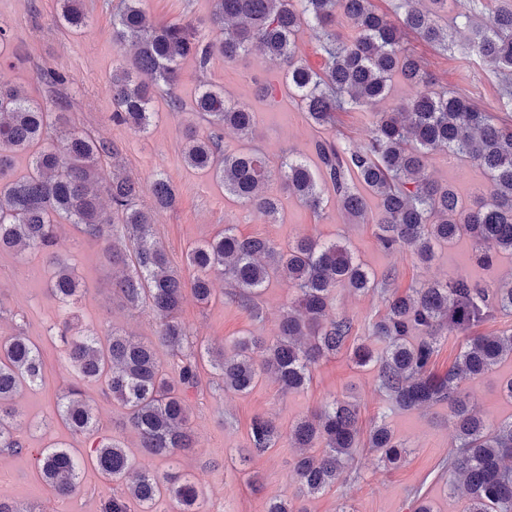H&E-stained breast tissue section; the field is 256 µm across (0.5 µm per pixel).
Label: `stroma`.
Here are the masks:
<instances>
[{
    "instance_id": "1",
    "label": "stroma",
    "mask_w": 512,
    "mask_h": 512,
    "mask_svg": "<svg viewBox=\"0 0 512 512\" xmlns=\"http://www.w3.org/2000/svg\"><path fill=\"white\" fill-rule=\"evenodd\" d=\"M91 24L75 33L58 21V0H0V25L8 27L11 42L8 61L0 63V83L22 86L27 95L52 102L69 103L72 126L96 139L114 143L119 151L117 167L141 184L142 200L150 198V184L163 173L176 190L172 209L158 214L153 231L165 245L183 278L193 271L184 259L197 244L234 225L243 236L263 237L277 246L312 236L346 245L374 274L395 270L399 291L439 280L464 276L484 288L497 287L512 278V255L501 254L489 265L475 261L472 243L461 237L438 248L433 259L419 263L409 249L386 251L376 238L371 221H357L328 202L312 211L302 202L285 197L278 222H267L249 206L224 195L209 176L188 169L182 159L187 130L206 133L208 124L191 108L174 112L164 94H157L156 114L147 132L139 133L112 121V69L122 60L110 39L112 13L120 0H82ZM148 12L158 20L184 19L200 32H207L209 0H146ZM453 44L442 50L432 47L413 33L404 42L421 58L435 78V88L471 98L479 108L499 115L501 91L511 78L483 63L470 49L464 33H453ZM62 73L65 83L52 85L47 73ZM223 87L226 99L247 104L255 114V134L242 142L236 131L225 129L228 148L242 145L260 150L270 167L293 155L314 160V144L322 137H334L357 147L368 141L371 119L368 111L339 113L335 126L311 125L300 104L288 95L282 70L260 51H252L227 63L214 58L206 72L194 64L183 67L179 94L191 101L200 81ZM276 90L260 96L264 82ZM427 171L432 180L452 186L460 196H472L488 185L483 172L472 162L438 151L430 155ZM58 251L73 268L83 288L74 312L79 325L99 334L119 330L156 342L157 325L142 310L124 306L108 291L109 271L101 266L100 243L84 238L71 225L59 230ZM52 267L35 252L19 258L0 253V336L24 331L37 344L45 361L46 381L24 390L17 398L25 413L18 431L27 450L21 454H0V502L10 503L20 512H101L104 499L112 494L111 483L86 468L82 490L68 499L56 497L40 480L33 456L35 450L51 443L74 449L89 458L90 444L74 438L56 414V398L70 375L60 360L61 347L52 327L57 320L58 301L48 290ZM214 297L202 304L186 298L181 319L193 340L202 346L218 347L239 336H273L283 309L295 300L298 291L288 281L272 280L259 302L261 318H254L231 295L232 287L222 276L213 278ZM384 312L381 299L372 293L337 289L330 316L353 317L359 335H367L368 325ZM201 384L190 392L188 404L196 445L192 453L170 460L142 458L141 463L158 475L179 473L202 491L200 512H264L266 502L276 496H293L292 464L297 454L287 432L297 420L309 415L331 399L353 400L360 406V428L369 431L378 417H385L398 439L411 450L399 469L383 467L376 453L362 449L353 465L354 474L321 495L301 500L307 512H413V492L421 490L433 512H467V501L448 493V474L441 460L455 442L447 404L420 410L390 408L377 388L373 366H357L349 352L320 362L305 389L283 392L273 379L263 378L246 395L223 390L208 361H200ZM512 377V357L505 359L479 379L465 382L477 411L491 424L512 418V400L503 384ZM99 423L100 435L116 439L130 451H137L139 438L126 428L125 411L100 386H86ZM265 414L277 422L282 437L276 448L240 464L238 449L247 447L252 418Z\"/></svg>"
}]
</instances>
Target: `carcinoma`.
<instances>
[{
    "mask_svg": "<svg viewBox=\"0 0 512 512\" xmlns=\"http://www.w3.org/2000/svg\"><path fill=\"white\" fill-rule=\"evenodd\" d=\"M455 18H470L474 0H401L396 19L378 12L372 0H210L208 27L220 33L211 40L181 19L157 21L143 0H122L112 15V43L131 46L132 56L112 70V121L138 132L149 129L155 94L163 89L168 106H184L177 94L183 66L208 69L216 56L234 62L259 47L272 61L285 65L288 91L298 98L310 122L326 127L335 113L370 109L387 96L388 83L401 77L414 88L404 105L371 113L372 135L352 150L338 139L315 143L317 163L288 156L278 176L288 195L314 211L324 195L353 218L367 214V198L377 199L374 218L378 244L385 250L412 248L421 262L435 248L459 235L471 239L475 258L486 262L498 253L512 254V122L494 118L466 98L438 92L423 62L402 45L406 31L448 47V33L434 17L448 2ZM60 20L78 32L88 26L79 0H60ZM351 24L354 37L341 39L336 26ZM317 31L319 71L298 59V34ZM474 50L496 69L512 72V9L491 13L487 23L467 26ZM192 109L206 119L209 132L185 135L187 166L208 173L224 194L255 209L268 222L279 220V197L267 192L272 171L256 150L231 151L223 145L224 128L252 137L255 115L248 107L224 99V89L208 82L197 87ZM69 113L63 102L44 105L19 87L0 85V250L15 255L42 253L54 272L49 291L64 306L74 305L80 282L56 251L57 229L65 223L103 243L102 259L112 269L111 290L124 305L146 308L156 319L158 340L174 357L175 375L160 366L152 344L114 331L106 336L65 317L59 336L71 380L57 398V411L72 435L92 441L90 463L120 487L103 502L102 512H154L162 498L179 512H198L199 491L177 475L158 477L112 438L96 439L99 427L84 386L99 384L125 410L126 425L140 439V453L172 458L193 448L187 395L199 386L196 355L179 312L189 292L201 303L211 300L212 276L229 280L233 297L254 315L258 299L273 276L292 282L296 301L282 312L274 336H244L224 348H206L224 390L248 393L266 375L286 391L304 387L325 358L352 352L361 366L373 365L379 389L390 404L411 410L446 403L456 438L443 467L448 494L461 491L468 512H512V419L491 425L470 406L462 388L512 355V333L487 336L477 328L497 315L512 312V280L489 290L466 277L434 282L399 293L391 288L393 272L376 276L338 243L302 237L276 247L267 239L240 236L231 224L224 233L194 246L186 264L194 275L185 280L174 269L153 233L155 216L176 204L167 177L157 173L149 204H139L140 183L112 175L106 192L107 211L93 185L103 180L102 160L118 155L117 147L66 129ZM63 129L65 145H53ZM437 150L477 163L488 175L487 192L467 201L450 187L425 175L427 159ZM26 156V171L14 174L17 159ZM123 237L112 236L114 223ZM379 295L385 313L369 324V336L356 335L354 319L325 320L336 289ZM469 333L445 372L435 368L445 334ZM39 347L20 334L0 336V449L26 450L17 432L15 399L24 388L43 384ZM358 405L336 398L289 430L300 449L293 480L302 496L314 497L345 478L360 448L379 454L385 467L398 469L408 448L385 419L367 438L359 429ZM281 436L275 422L256 417L249 427V450L257 456L275 447ZM39 475L60 498L76 494L82 484V463L63 446L37 453ZM265 512H301L290 497L269 500Z\"/></svg>",
    "mask_w": 512,
    "mask_h": 512,
    "instance_id": "1",
    "label": "carcinoma"
}]
</instances>
